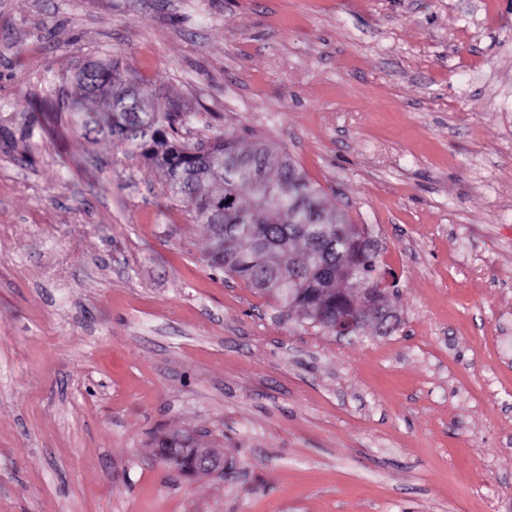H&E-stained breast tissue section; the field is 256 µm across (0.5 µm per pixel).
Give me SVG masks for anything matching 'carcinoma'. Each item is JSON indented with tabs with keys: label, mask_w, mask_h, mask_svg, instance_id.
I'll return each instance as SVG.
<instances>
[{
	"label": "carcinoma",
	"mask_w": 512,
	"mask_h": 512,
	"mask_svg": "<svg viewBox=\"0 0 512 512\" xmlns=\"http://www.w3.org/2000/svg\"><path fill=\"white\" fill-rule=\"evenodd\" d=\"M71 80L85 96L110 102L111 123L101 126L78 99H61L58 110L73 113L85 135L106 129L164 170L170 197L206 225L212 266L280 300L308 324L310 310L331 320L338 308H391L385 294L356 302L352 280L380 277L379 254L362 246L346 213L324 206L321 190L289 156L262 142L244 149L233 134L196 145L179 140L178 113L148 106L152 92L124 81L110 61L88 62ZM286 254L291 262L284 265ZM162 447L166 464L178 469L194 453L188 436Z\"/></svg>",
	"instance_id": "obj_1"
}]
</instances>
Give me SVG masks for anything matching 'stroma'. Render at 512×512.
Returning a JSON list of instances; mask_svg holds the SVG:
<instances>
[{"label":"stroma","mask_w":512,"mask_h":512,"mask_svg":"<svg viewBox=\"0 0 512 512\" xmlns=\"http://www.w3.org/2000/svg\"><path fill=\"white\" fill-rule=\"evenodd\" d=\"M105 55L367 225L399 328L210 267L163 171L56 110ZM0 128V512H512V0H0ZM182 432L223 472L166 465Z\"/></svg>","instance_id":"35a3bbf8"}]
</instances>
